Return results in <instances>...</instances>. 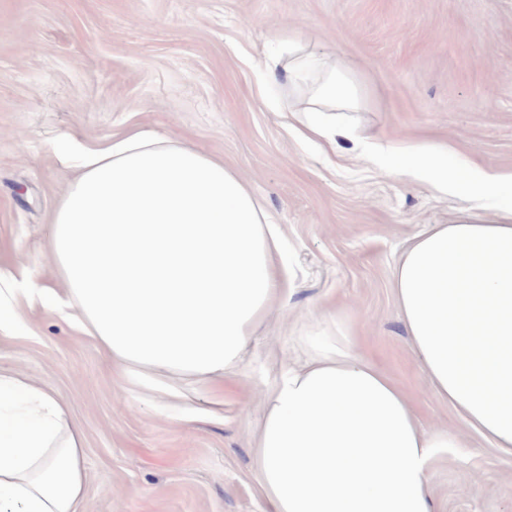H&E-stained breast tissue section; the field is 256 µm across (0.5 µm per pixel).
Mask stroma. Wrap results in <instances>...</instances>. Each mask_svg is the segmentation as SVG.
Here are the masks:
<instances>
[{"label":"stroma","mask_w":512,"mask_h":512,"mask_svg":"<svg viewBox=\"0 0 512 512\" xmlns=\"http://www.w3.org/2000/svg\"><path fill=\"white\" fill-rule=\"evenodd\" d=\"M347 60L364 107L353 140H306L287 89L261 94L285 37ZM224 162L283 231L288 284L240 363L210 382L113 365L76 317L28 299L64 290L49 253L74 172L56 151L137 130ZM435 145L449 165L512 174V0H0V372L67 404L82 433L86 512H263L254 448L288 367L351 336L405 392L433 449L434 512H512V456L422 378L393 288L410 240L459 203L372 162L374 144Z\"/></svg>","instance_id":"35a3bbf8"}]
</instances>
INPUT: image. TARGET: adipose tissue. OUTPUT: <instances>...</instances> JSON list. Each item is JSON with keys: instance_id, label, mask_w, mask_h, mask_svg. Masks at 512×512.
Wrapping results in <instances>:
<instances>
[{"instance_id": "adipose-tissue-1", "label": "adipose tissue", "mask_w": 512, "mask_h": 512, "mask_svg": "<svg viewBox=\"0 0 512 512\" xmlns=\"http://www.w3.org/2000/svg\"><path fill=\"white\" fill-rule=\"evenodd\" d=\"M287 45L268 83L299 90L304 112L360 110L342 59ZM436 155L422 148L403 165L447 185L461 217L404 251L399 309L428 386L512 455V178ZM67 157L76 176L49 244L66 288L32 283L28 295L75 311L116 362L223 379L285 283L272 215L222 162L154 132ZM488 196L501 200L491 218L476 211ZM458 443L422 431L394 382L343 339L283 375L255 467L266 512H433L430 451ZM85 470L65 404L27 375L0 374V512H82Z\"/></svg>"}]
</instances>
